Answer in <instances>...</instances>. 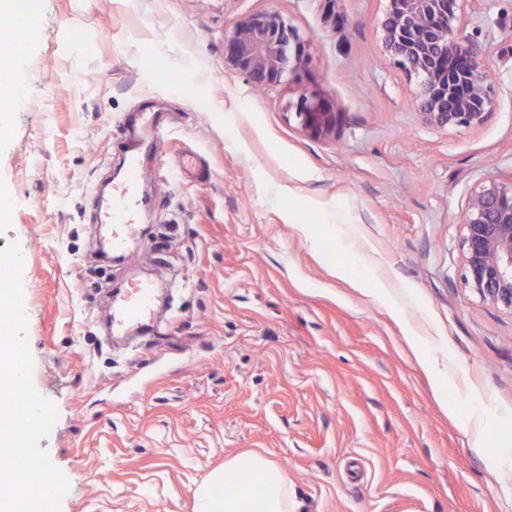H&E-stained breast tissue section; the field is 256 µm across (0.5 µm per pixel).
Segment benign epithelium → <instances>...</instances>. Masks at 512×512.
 <instances>
[{"mask_svg": "<svg viewBox=\"0 0 512 512\" xmlns=\"http://www.w3.org/2000/svg\"><path fill=\"white\" fill-rule=\"evenodd\" d=\"M383 44L420 92L416 111L437 130L480 128L488 120L494 88L462 29L473 0H385ZM312 46L276 10L252 14L224 33V62L251 86L268 89L297 68ZM302 129L325 137L336 113L322 100L299 96ZM465 284L482 300L512 310V181L493 177L472 190L463 216Z\"/></svg>", "mask_w": 512, "mask_h": 512, "instance_id": "7a95c632", "label": "benign epithelium"}]
</instances>
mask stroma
<instances>
[{
    "instance_id": "1",
    "label": "stroma",
    "mask_w": 512,
    "mask_h": 512,
    "mask_svg": "<svg viewBox=\"0 0 512 512\" xmlns=\"http://www.w3.org/2000/svg\"><path fill=\"white\" fill-rule=\"evenodd\" d=\"M271 7L316 49L258 91L225 67L224 33ZM384 8L38 0L0 64V249L22 250L60 512H190L245 449L303 512H512V311L466 287L460 247L473 188L512 179V0L467 16L496 89L478 129L420 121ZM302 92L335 106V135L287 112ZM129 137L145 176L114 255L92 201L120 185ZM133 280L156 291L146 336L113 320L107 291Z\"/></svg>"
}]
</instances>
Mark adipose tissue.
Returning <instances> with one entry per match:
<instances>
[{"mask_svg": "<svg viewBox=\"0 0 512 512\" xmlns=\"http://www.w3.org/2000/svg\"><path fill=\"white\" fill-rule=\"evenodd\" d=\"M300 507L281 467L254 451L225 460L192 500V512H299Z\"/></svg>", "mask_w": 512, "mask_h": 512, "instance_id": "ef3b65f1", "label": "adipose tissue"}]
</instances>
